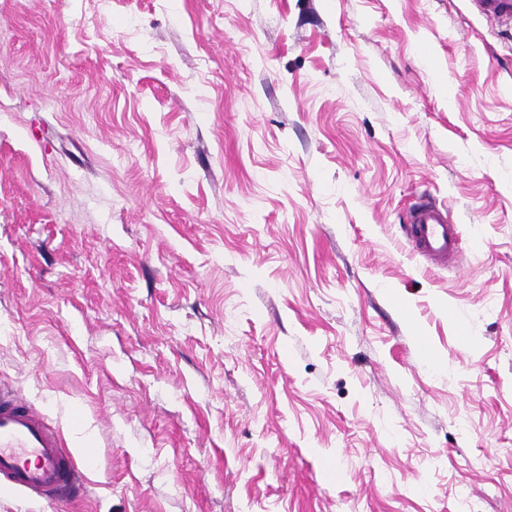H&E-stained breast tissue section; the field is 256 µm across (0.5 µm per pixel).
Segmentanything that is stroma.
I'll list each match as a JSON object with an SVG mask.
<instances>
[{
	"instance_id": "obj_1",
	"label": "stroma",
	"mask_w": 512,
	"mask_h": 512,
	"mask_svg": "<svg viewBox=\"0 0 512 512\" xmlns=\"http://www.w3.org/2000/svg\"><path fill=\"white\" fill-rule=\"evenodd\" d=\"M422 195L453 264L403 237ZM0 388L86 485L0 512H512V33L0 0Z\"/></svg>"
}]
</instances>
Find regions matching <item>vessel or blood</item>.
Listing matches in <instances>:
<instances>
[{
	"mask_svg": "<svg viewBox=\"0 0 512 512\" xmlns=\"http://www.w3.org/2000/svg\"><path fill=\"white\" fill-rule=\"evenodd\" d=\"M490 23L512 29V0H473ZM413 249L445 263L460 251V234L446 207L419 197L406 216ZM83 485L76 459L59 430L17 393L0 391V486L45 498L72 499Z\"/></svg>",
	"mask_w": 512,
	"mask_h": 512,
	"instance_id": "b4317fda",
	"label": "vessel or blood"
}]
</instances>
